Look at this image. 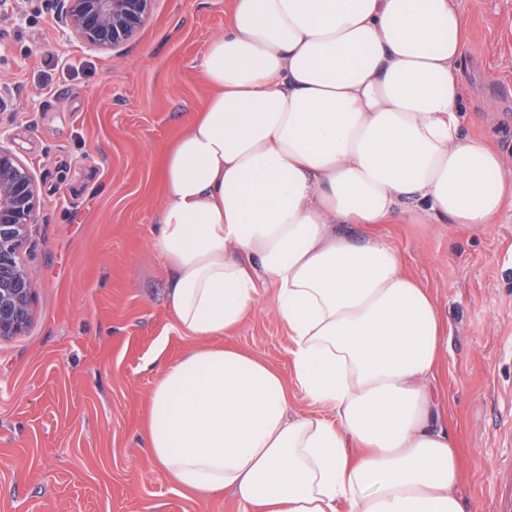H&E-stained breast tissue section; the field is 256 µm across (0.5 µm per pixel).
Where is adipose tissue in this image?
<instances>
[{"mask_svg": "<svg viewBox=\"0 0 512 512\" xmlns=\"http://www.w3.org/2000/svg\"><path fill=\"white\" fill-rule=\"evenodd\" d=\"M456 0H233L167 147L151 249L189 344L155 363L152 460L245 512H469L435 394L446 325L372 224H491L512 177L464 129ZM361 227V234L350 231ZM291 376L218 337L265 283ZM335 411H292L290 390Z\"/></svg>", "mask_w": 512, "mask_h": 512, "instance_id": "adipose-tissue-1", "label": "adipose tissue"}]
</instances>
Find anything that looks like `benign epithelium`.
I'll return each instance as SVG.
<instances>
[{"label":"benign epithelium","mask_w":512,"mask_h":512,"mask_svg":"<svg viewBox=\"0 0 512 512\" xmlns=\"http://www.w3.org/2000/svg\"><path fill=\"white\" fill-rule=\"evenodd\" d=\"M63 26L93 47H117L145 24L151 0H57ZM37 190L28 168L0 141V338L26 331L35 285L20 262Z\"/></svg>","instance_id":"1"}]
</instances>
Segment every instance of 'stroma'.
I'll list each match as a JSON object with an SVG mask.
<instances>
[{
	"mask_svg": "<svg viewBox=\"0 0 512 512\" xmlns=\"http://www.w3.org/2000/svg\"><path fill=\"white\" fill-rule=\"evenodd\" d=\"M470 31L465 129L512 175V0H458ZM231 0H152L144 26L92 50L56 0L0 8V139L28 167L38 213L21 262L36 295L0 340V512H243L232 492L182 493L142 440L157 379L146 359L188 341L150 250L161 157L210 93L199 67ZM495 111H485L487 102ZM448 326L438 387L472 512H512V205L496 223L376 225ZM261 291L224 345L291 375L292 340Z\"/></svg>",
	"mask_w": 512,
	"mask_h": 512,
	"instance_id": "1",
	"label": "stroma"
}]
</instances>
